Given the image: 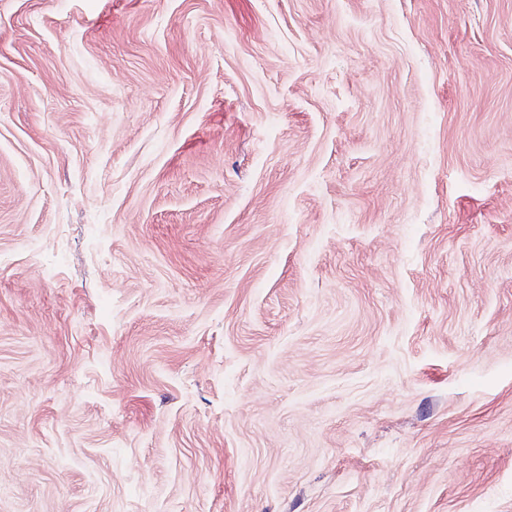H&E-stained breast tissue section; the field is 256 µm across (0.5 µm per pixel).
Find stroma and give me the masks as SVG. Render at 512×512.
Masks as SVG:
<instances>
[{
	"instance_id": "1",
	"label": "stroma",
	"mask_w": 512,
	"mask_h": 512,
	"mask_svg": "<svg viewBox=\"0 0 512 512\" xmlns=\"http://www.w3.org/2000/svg\"><path fill=\"white\" fill-rule=\"evenodd\" d=\"M0 512H512V0H0Z\"/></svg>"
}]
</instances>
